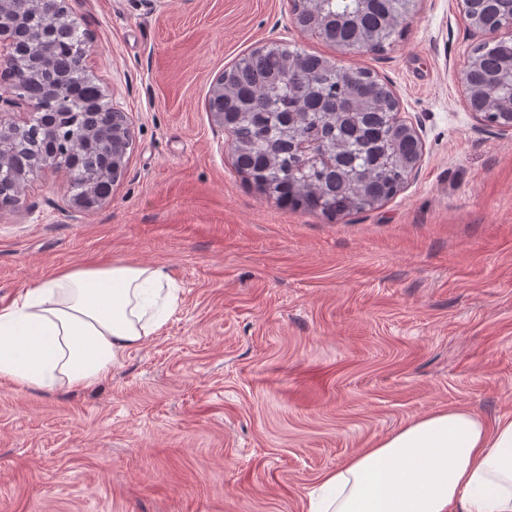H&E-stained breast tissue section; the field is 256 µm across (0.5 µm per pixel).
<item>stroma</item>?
I'll list each match as a JSON object with an SVG mask.
<instances>
[{"instance_id":"1","label":"stroma","mask_w":512,"mask_h":512,"mask_svg":"<svg viewBox=\"0 0 512 512\" xmlns=\"http://www.w3.org/2000/svg\"><path fill=\"white\" fill-rule=\"evenodd\" d=\"M84 68L128 114L111 198L66 167L0 209V308L61 270L163 266L178 304L107 381L0 380V512H307L321 476L448 408L512 417V131L466 108L476 45L455 0H417L381 54L301 32L290 0H68ZM290 43L392 89L423 139L390 201L338 219L238 175L214 79Z\"/></svg>"}]
</instances>
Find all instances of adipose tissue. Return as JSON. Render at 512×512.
<instances>
[{
  "instance_id": "adipose-tissue-1",
  "label": "adipose tissue",
  "mask_w": 512,
  "mask_h": 512,
  "mask_svg": "<svg viewBox=\"0 0 512 512\" xmlns=\"http://www.w3.org/2000/svg\"><path fill=\"white\" fill-rule=\"evenodd\" d=\"M160 266H80L0 309V379L48 391L97 385L160 333L177 305ZM307 512H512V419L451 408L420 417L326 472Z\"/></svg>"
}]
</instances>
